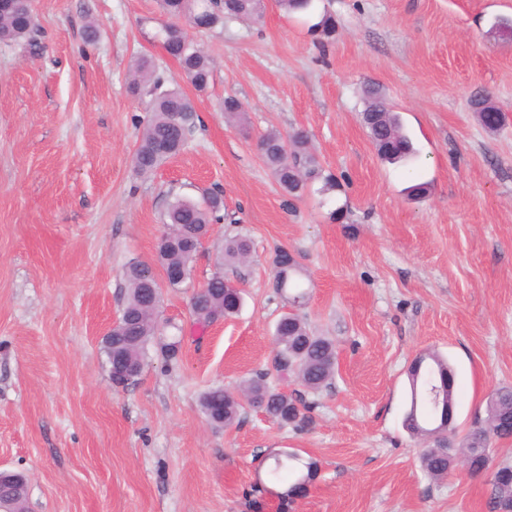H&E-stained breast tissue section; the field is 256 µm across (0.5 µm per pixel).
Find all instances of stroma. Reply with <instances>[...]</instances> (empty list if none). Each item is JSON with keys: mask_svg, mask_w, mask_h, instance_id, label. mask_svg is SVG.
Segmentation results:
<instances>
[{"mask_svg": "<svg viewBox=\"0 0 512 512\" xmlns=\"http://www.w3.org/2000/svg\"><path fill=\"white\" fill-rule=\"evenodd\" d=\"M32 7L38 47L0 44V470L26 475L31 512H488L489 474L431 479L403 419L407 368L425 350L455 369L459 433L512 386V40L494 30L512 0H314L303 14L268 0L263 23L190 30L213 60L202 92L153 38L158 0ZM325 12L336 30L324 41L309 27ZM142 56L198 116L186 150L147 177L134 154L148 101L130 90ZM369 83L414 143L405 162H381L361 122ZM477 91L506 115L497 132L469 107ZM229 95L244 127L224 122ZM271 130L306 131L340 188L286 209L258 149ZM417 183L428 193L409 200ZM214 189L228 222L190 279L162 291L163 334L183 336L178 364L150 359L136 384L114 386L102 341L128 263L154 261L171 195ZM237 234L252 258L223 271L244 305L200 326L190 298ZM280 248L308 290L301 315L336 341L335 378L305 426L247 409L213 427L205 391L260 372L277 381ZM281 450L319 467L291 501L266 476Z\"/></svg>", "mask_w": 512, "mask_h": 512, "instance_id": "35a3bbf8", "label": "stroma"}]
</instances>
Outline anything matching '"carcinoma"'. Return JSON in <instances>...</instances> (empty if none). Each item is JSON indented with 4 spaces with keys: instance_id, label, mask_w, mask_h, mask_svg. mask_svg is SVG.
<instances>
[{
    "instance_id": "carcinoma-1",
    "label": "carcinoma",
    "mask_w": 512,
    "mask_h": 512,
    "mask_svg": "<svg viewBox=\"0 0 512 512\" xmlns=\"http://www.w3.org/2000/svg\"><path fill=\"white\" fill-rule=\"evenodd\" d=\"M164 14L173 23L159 29L155 38L168 56L179 64L182 77L199 92L205 90L212 74V60L189 37L183 25L199 31L211 29L227 16L259 24L264 19L263 0H159ZM39 29L34 21L31 0H0V40L38 45ZM131 90L138 96H148L149 117L135 151L138 171L149 174L167 159L183 149L188 135L195 127L196 109L191 99L179 89L163 88V79L156 65L143 57L133 72ZM366 106L361 113L363 125L379 158L396 163L414 153L413 144L403 131L400 117L393 112L382 89L376 84L364 88ZM224 118L243 125L244 111L233 97L224 98ZM259 148L285 197L284 205L291 209L315 183L318 192L327 195L340 184L336 176L325 172L309 145L308 137L296 132L283 137L269 131L259 141ZM224 219L223 194L208 191L201 200L191 201L176 196L169 203L165 215L167 231L157 250V263L148 265L134 262L125 270L127 297L121 310L120 326L116 335L106 338L103 352L108 367L118 362L142 373L150 348L167 366L178 363L181 343L161 337L158 307L162 289L157 270L167 271L173 266H190L198 251L199 238L210 226ZM251 256L250 241L243 236L224 239L220 264L238 266ZM298 265L289 268L274 267L273 287L280 293L292 288L289 295L293 304L303 305L307 292L299 288ZM232 289L223 273H214L203 288L191 299V313L195 320L206 325L236 314L238 300L231 297ZM285 328L274 340L273 368L283 379L295 381L302 390L290 393L270 385L258 375L236 391L213 388L201 398V408L211 424L228 427L239 419L243 402L262 409L269 418L283 425L297 426L311 419L315 402L305 394H318L330 384L336 372V344L329 336L317 335L296 312L282 315ZM410 377V405L404 425L413 435L428 441L421 450L423 469L433 478L441 479L455 465L459 456L474 448H491L493 443L512 438V387L492 391L494 404L486 405L483 415L477 417L461 441L455 439L451 427L436 435L431 426L440 415L434 408L429 391L440 385V380L453 374L448 362L437 353L428 351L415 358L408 369ZM491 472V492L488 512H512V465L503 463L491 467V454L471 461L470 473ZM317 473L314 461L297 457L275 456L268 474L274 481L294 477L288 495H295L299 487L311 483ZM12 503L16 512H28L25 493L11 492V482L0 483V499Z\"/></svg>"
}]
</instances>
